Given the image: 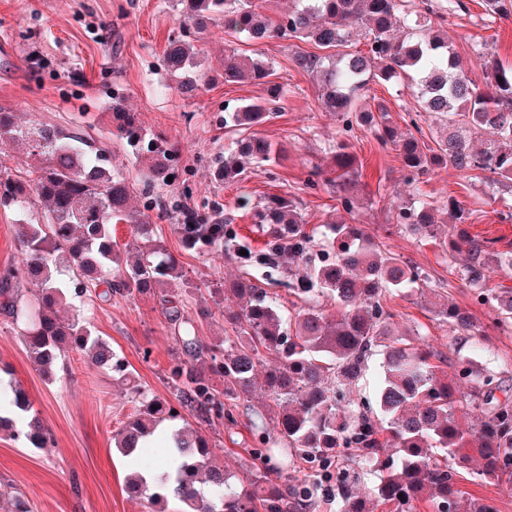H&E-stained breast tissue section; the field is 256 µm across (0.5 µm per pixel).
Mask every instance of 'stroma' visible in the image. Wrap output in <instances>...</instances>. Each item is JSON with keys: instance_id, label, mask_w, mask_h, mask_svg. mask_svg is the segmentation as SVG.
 Listing matches in <instances>:
<instances>
[{"instance_id": "35a3bbf8", "label": "stroma", "mask_w": 512, "mask_h": 512, "mask_svg": "<svg viewBox=\"0 0 512 512\" xmlns=\"http://www.w3.org/2000/svg\"><path fill=\"white\" fill-rule=\"evenodd\" d=\"M462 2V7L448 12L440 28L455 45L469 78L479 84V53L492 52L503 64H512V17H488L483 0ZM181 27L176 0H0V108L16 112L23 121L71 129L87 122L93 137L104 142L113 130L112 102L121 100L148 132L167 137L185 170V182L164 189L166 206L196 208L219 202L258 248L264 238L255 229L251 211L239 208L241 197L255 204L270 195H292L308 226L335 219L336 200L330 188L305 187L312 166L326 164L324 149L337 131L336 119L322 109L311 76L294 69L290 61L292 53L306 50V43L272 38L256 44L228 35L223 25L210 26L195 43L196 72L204 83L187 96L179 93L178 77L162 62L168 37ZM232 47L271 59L275 79L287 86L288 96L280 111L258 128L281 148L278 165L247 166L241 180L222 184L211 172L232 141L224 130V105L263 93L250 83L225 82L224 54ZM357 104L369 111L386 105L390 121L401 133L412 130L407 112L414 100L399 84H369ZM352 150L360 164L357 223L430 276L426 297L407 292L388 298L396 330L422 332L433 351L446 356L474 357L512 386V333L496 329L488 308L473 305L469 288L457 274L462 256H449L441 245L454 234V227L441 230L438 240H419L390 229V218L378 203L381 196L395 192L438 202L455 197L474 212L471 224L464 227L468 235L512 251V219L502 218V200L493 198L478 171L462 176L441 168L407 184L395 148L381 146L361 127L355 131ZM157 235L195 283L185 305L197 336L209 342L230 335L224 313L234 303L211 292L209 285L216 278H236L240 265L185 249L172 220L159 221ZM446 303L469 308L483 335L464 343L451 335L437 316ZM76 314L112 345L144 391L171 398L167 375L176 344L155 299L97 300L80 310L61 312L65 318ZM18 331L15 318L0 310V392L21 386L54 442L35 448L0 435V512H12L18 499L30 512H145L143 501L130 497L126 489L129 474L141 464L112 444L113 431L138 406L134 394L118 375L95 368L82 352L66 353L55 379H45L33 367ZM236 417L239 445H230L224 424L203 427L202 432L216 454L224 455L229 468L241 476L254 467L244 446L252 422L269 427L273 421L262 411L258 390L238 401Z\"/></svg>"}]
</instances>
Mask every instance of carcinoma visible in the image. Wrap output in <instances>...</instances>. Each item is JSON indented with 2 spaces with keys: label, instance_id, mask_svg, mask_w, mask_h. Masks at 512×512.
Returning <instances> with one entry per match:
<instances>
[{
  "label": "carcinoma",
  "instance_id": "obj_1",
  "mask_svg": "<svg viewBox=\"0 0 512 512\" xmlns=\"http://www.w3.org/2000/svg\"><path fill=\"white\" fill-rule=\"evenodd\" d=\"M176 2L182 5L185 31L164 49L168 72L181 75L195 68L191 32L221 19L225 32L247 41L289 37L310 43L317 51H299L292 62L316 81L321 105L336 117L340 133L369 128L381 145L396 148L408 182L444 165L461 175L487 174L491 189L512 185V67L481 53L483 85L471 80L454 45L435 27L444 15L434 0H294V7L275 17L266 12L270 0ZM485 7L492 16H512V0H485ZM355 28L364 35L363 51L351 50ZM274 75L273 63L259 54H224V81L250 82L265 95L225 109L224 128L247 136L216 163L215 181H237L245 159L266 165L279 160L280 148L252 131L287 97L288 89L273 81ZM380 80L410 89L416 103L412 124L425 113L439 120L435 146L397 133L384 106L377 117L357 109L358 93ZM112 119L116 137L136 155H148L140 206L132 205L135 183L112 168L105 150L60 126H23L14 112L0 108V143L21 150L29 165L21 175L0 166V206L21 214L16 224L20 259L0 270V305L14 306V281L36 288L35 310L20 336L33 366L47 379H53L65 353L83 351L95 367L128 380L127 365L111 344L78 316L61 320L57 309L90 292L105 301L160 295L162 314L180 346L168 373L175 401L132 385L139 409L112 436L120 453L135 457L160 426L174 427L162 465L129 479L130 491L147 501L150 512H164L169 494L181 512H311L318 483L297 476L298 463H315L319 473L343 448L359 449L361 462L379 468L381 475L368 495L354 489L348 477L338 479L339 512H373L375 501L395 505V512H417L421 502L437 512H499L492 499L461 495L457 475L475 461V479L512 488L509 389L467 357L452 363L450 384L431 362L434 353L423 334H389L393 314L387 298L404 289L425 294L428 274L342 218L327 225L332 255L315 258L316 243L299 202L289 196L254 206L255 223L268 235L262 252L239 236L219 204L205 213L180 208L174 229L186 249L221 253L246 268L222 288L239 301L238 309L224 313L234 335L204 344L183 305L190 279L158 238L150 215L154 191L169 186L172 175L167 140L147 133L137 113L117 100ZM326 154L327 165L312 167L306 187L330 186L336 206L351 214L357 207V157L340 137ZM387 207L400 232L425 237L439 228L438 209L423 198L406 202L396 196ZM443 208L454 224L471 219L472 212L451 196ZM120 223L130 225L132 242L121 245L112 237V225ZM463 252L460 279L474 288L475 301L490 309L496 328L512 329V288L485 286L489 270L512 268V252L476 238L451 243L450 255ZM63 266L74 279L59 278ZM250 268L288 275L289 293L300 303L288 308L268 295ZM437 316L466 340L480 332L469 312L455 304ZM379 347L384 361L373 398H355L352 386ZM267 353L279 359L264 376V407L276 415L277 425L272 434H257L252 454L258 464L243 481L218 459L200 429L188 426L186 416L209 426L219 420L235 424L226 403L250 391ZM8 401L20 415L19 424L0 420V431L35 448L47 446L51 434L32 412L25 390L11 388ZM461 406L478 414V427L458 419ZM389 447L398 460L386 457Z\"/></svg>",
  "mask_w": 512,
  "mask_h": 512
}]
</instances>
